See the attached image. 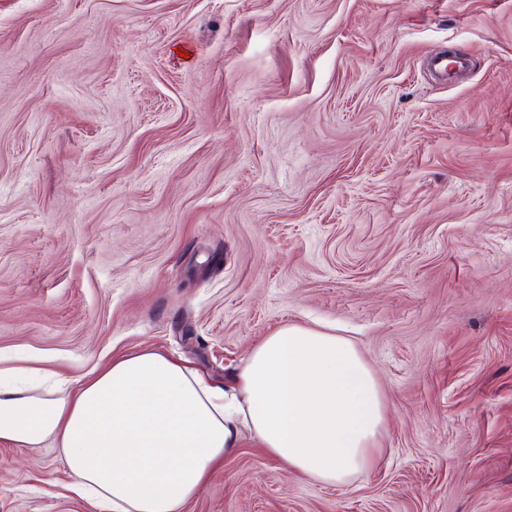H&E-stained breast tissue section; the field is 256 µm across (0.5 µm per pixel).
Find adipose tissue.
I'll list each match as a JSON object with an SVG mask.
<instances>
[{"label": "adipose tissue", "mask_w": 512, "mask_h": 512, "mask_svg": "<svg viewBox=\"0 0 512 512\" xmlns=\"http://www.w3.org/2000/svg\"><path fill=\"white\" fill-rule=\"evenodd\" d=\"M33 376L54 373L0 356V440L53 441L96 512H184L246 437L306 480L343 484L375 463L387 419L353 342L298 324L267 336L227 388L153 348L48 391Z\"/></svg>", "instance_id": "obj_1"}]
</instances>
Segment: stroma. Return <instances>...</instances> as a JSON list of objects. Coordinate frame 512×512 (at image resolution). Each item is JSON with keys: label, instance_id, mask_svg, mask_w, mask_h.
Returning a JSON list of instances; mask_svg holds the SVG:
<instances>
[{"label": "stroma", "instance_id": "stroma-1", "mask_svg": "<svg viewBox=\"0 0 512 512\" xmlns=\"http://www.w3.org/2000/svg\"><path fill=\"white\" fill-rule=\"evenodd\" d=\"M287 324L373 367L376 464L247 440L186 512H512V0H0V352L229 385ZM69 482L0 441V512Z\"/></svg>", "mask_w": 512, "mask_h": 512}]
</instances>
